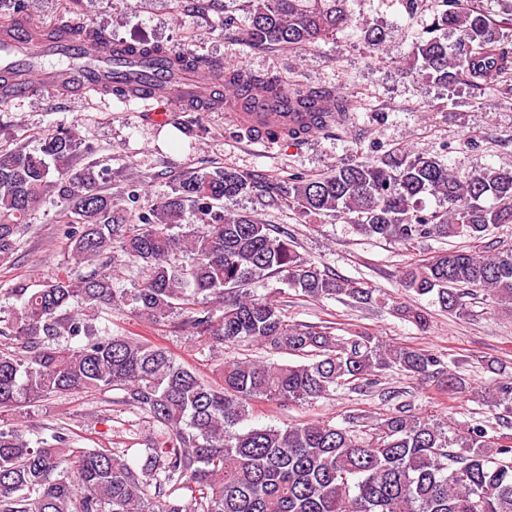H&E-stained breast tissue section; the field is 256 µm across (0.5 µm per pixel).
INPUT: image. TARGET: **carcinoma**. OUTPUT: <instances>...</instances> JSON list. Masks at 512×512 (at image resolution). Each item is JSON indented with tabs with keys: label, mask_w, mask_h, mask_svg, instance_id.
Here are the masks:
<instances>
[{
	"label": "carcinoma",
	"mask_w": 512,
	"mask_h": 512,
	"mask_svg": "<svg viewBox=\"0 0 512 512\" xmlns=\"http://www.w3.org/2000/svg\"><path fill=\"white\" fill-rule=\"evenodd\" d=\"M249 15L245 38L267 47H313L352 19L347 0H229ZM431 37L416 41L408 74L437 84L498 87L512 73L501 47L512 12L490 15L481 0H444ZM456 33L448 43V32ZM105 44L111 34L75 14L51 24ZM179 67L205 70L209 58L177 52ZM229 88L260 86L267 101L317 112L322 131L349 126L348 95L300 80L226 66ZM94 148L71 128L36 146L0 149V261L21 246L33 213L60 203L71 252L67 266L33 288L20 280L0 308V418L28 406L80 393L118 390L114 404L143 416L139 455L126 448H81L73 428L50 424L26 437L0 422V512H512V443L476 424L457 431L404 404L367 426L304 420L247 427L262 404L308 405L347 386L375 383L395 368L423 383L461 393L464 378L442 356L385 344L368 332L337 336L327 326L292 324L282 304L255 297L248 285L280 277L309 300L339 298L361 308L385 294L320 268L294 237L229 204L254 196L304 216L345 215L359 234L407 244L418 239H484L512 224V169L486 168L461 180L426 153L398 151L377 159L352 155L329 173L270 180L217 164L182 175L156 204L133 210L137 191L114 196L91 161ZM442 201L426 208V198ZM136 264L141 281L114 287L120 269ZM400 284L457 314L464 297L487 291L512 311V247L483 257L446 250L410 263ZM397 310L424 329L429 312ZM154 329L179 328L213 351L252 346L267 356L226 361L216 378L135 333L114 330L112 312ZM497 422L512 425V377L484 391Z\"/></svg>",
	"instance_id": "obj_1"
}]
</instances>
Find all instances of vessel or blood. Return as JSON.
Returning <instances> with one entry per match:
<instances>
[{"label":"vessel or blood","mask_w":512,"mask_h":512,"mask_svg":"<svg viewBox=\"0 0 512 512\" xmlns=\"http://www.w3.org/2000/svg\"><path fill=\"white\" fill-rule=\"evenodd\" d=\"M40 23L33 16L20 17L8 30L0 32V84L9 86L12 99L31 98L37 93L55 94L69 91L77 96L99 85H131L128 99L149 108L156 122H167L170 112L201 97L223 101L226 116L235 127L250 130L253 142H266V132L275 127H302L308 135H316L320 127L309 112H269L263 109L264 93L260 87L250 88L249 98L257 104L254 112L237 109V98L225 94L223 84L207 75L196 73L169 78L164 59L132 55L123 45L103 49L83 45L67 35L45 40L39 37ZM48 56L67 58L61 68L46 69L42 63Z\"/></svg>","instance_id":"vessel-or-blood-1"}]
</instances>
